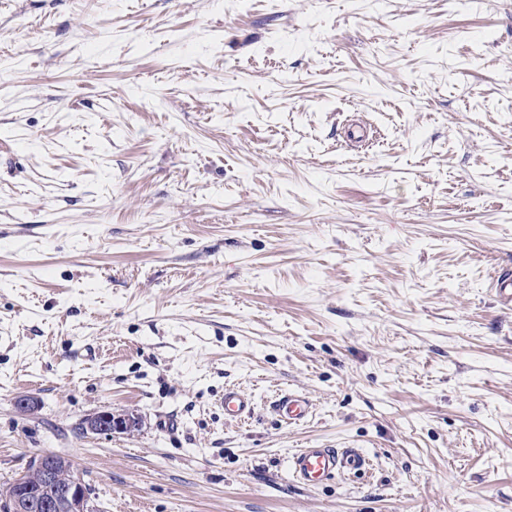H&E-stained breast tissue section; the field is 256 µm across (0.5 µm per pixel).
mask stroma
Instances as JSON below:
<instances>
[{
  "instance_id": "1",
  "label": "stroma",
  "mask_w": 512,
  "mask_h": 512,
  "mask_svg": "<svg viewBox=\"0 0 512 512\" xmlns=\"http://www.w3.org/2000/svg\"><path fill=\"white\" fill-rule=\"evenodd\" d=\"M505 267L512 0H0V488L512 512ZM306 446L370 465L302 487ZM491 290L497 302L509 311L512 310V274L497 273L491 281ZM254 412V400L239 389L230 387L224 391V418L245 421ZM311 399L303 393L288 392L278 397L272 404V412L283 422L298 424L312 414ZM137 419L130 415H116L112 409H104L87 418L83 423L85 432L112 436V433L130 432L137 426ZM57 454H45L9 486L1 489L7 512H95L84 478Z\"/></svg>"
}]
</instances>
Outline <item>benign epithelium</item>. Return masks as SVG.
<instances>
[{"instance_id":"obj_1","label":"benign epithelium","mask_w":512,"mask_h":512,"mask_svg":"<svg viewBox=\"0 0 512 512\" xmlns=\"http://www.w3.org/2000/svg\"><path fill=\"white\" fill-rule=\"evenodd\" d=\"M137 419L116 415L110 409L96 412L83 423L86 432L110 436L130 432ZM7 512H95L84 478L57 454H45L19 475L7 492L0 494Z\"/></svg>"}]
</instances>
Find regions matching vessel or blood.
Returning a JSON list of instances; mask_svg holds the SVG:
<instances>
[{"label":"vessel or blood","mask_w":512,"mask_h":512,"mask_svg":"<svg viewBox=\"0 0 512 512\" xmlns=\"http://www.w3.org/2000/svg\"><path fill=\"white\" fill-rule=\"evenodd\" d=\"M497 302L512 310V274L497 273L491 281ZM311 399L303 393L289 392L278 397L272 404L276 417L289 424L304 422L312 413ZM254 400L239 389L230 387L224 391V416L226 419L243 421L252 416ZM367 456L359 448H301L288 457V472L294 482L305 487H315L335 479L346 472L364 469Z\"/></svg>","instance_id":"obj_1"}]
</instances>
